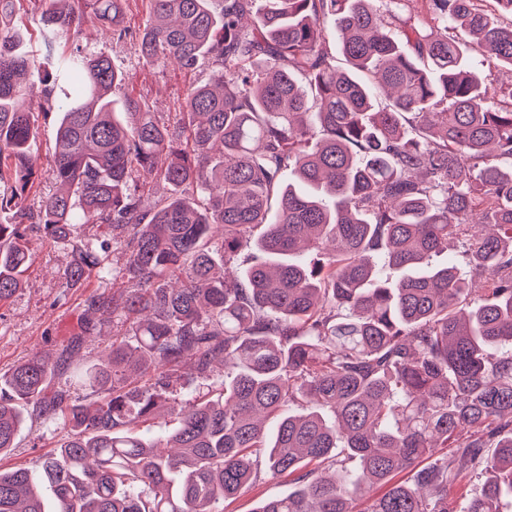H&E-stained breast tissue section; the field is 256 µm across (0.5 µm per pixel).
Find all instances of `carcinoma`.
<instances>
[{"instance_id": "cac0c4a2", "label": "carcinoma", "mask_w": 512, "mask_h": 512, "mask_svg": "<svg viewBox=\"0 0 512 512\" xmlns=\"http://www.w3.org/2000/svg\"><path fill=\"white\" fill-rule=\"evenodd\" d=\"M22 2L0 0V304L21 287L30 233L66 245L75 224L94 234L72 246L58 301L105 277L116 249L128 288L85 299L56 361L35 353L0 375V457L27 417L67 430L33 466L0 470V512H224L263 475L300 486L250 512H502L512 91H490L453 31L512 72V0H495L506 24L476 0H149L142 61L217 73L172 123L128 93L115 109L130 75L57 45L88 23L123 40L128 0H28L53 61L30 98ZM52 112L61 190L34 210ZM141 170L170 195L144 202ZM450 246L488 300L454 261L433 262ZM111 321L125 330L80 403L52 377L89 324ZM217 365L213 396L184 400ZM162 408L173 431L140 429ZM476 468L481 492L456 504L448 484Z\"/></svg>"}]
</instances>
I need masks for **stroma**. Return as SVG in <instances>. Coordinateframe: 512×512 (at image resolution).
Listing matches in <instances>:
<instances>
[{
	"label": "stroma",
	"mask_w": 512,
	"mask_h": 512,
	"mask_svg": "<svg viewBox=\"0 0 512 512\" xmlns=\"http://www.w3.org/2000/svg\"><path fill=\"white\" fill-rule=\"evenodd\" d=\"M59 44L65 48L78 44L90 53H107L117 69L133 75L134 96L165 120L174 119L191 86L209 81L214 74L213 69L205 65L194 70L146 65L139 56L135 40H113L111 35L94 25L85 27L79 34H61ZM55 137V115L40 118L36 149L41 177L28 197L34 208L38 207L42 197L57 190L50 177ZM32 248L34 257L24 273L23 288L0 306V373L7 372L34 353H51L66 345L68 338L77 332L84 310V293L80 290L70 295L67 304L61 306L56 302L63 290L70 262L69 248L37 238L33 239ZM111 341L112 327L106 324L82 344L66 384L73 396L86 395L81 374L87 366L99 360ZM64 436L63 429L39 420H25L10 453L0 458V465L31 466Z\"/></svg>",
	"instance_id": "1"
}]
</instances>
